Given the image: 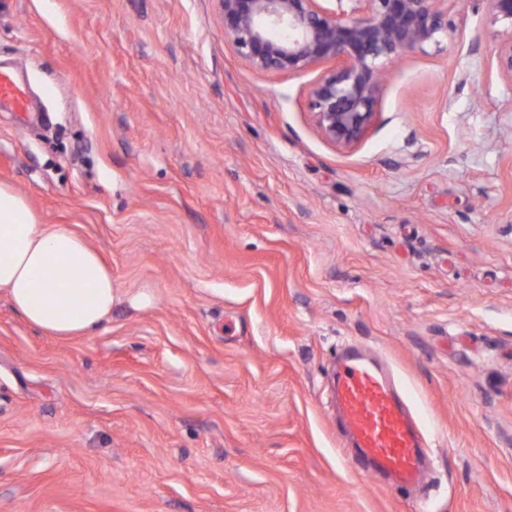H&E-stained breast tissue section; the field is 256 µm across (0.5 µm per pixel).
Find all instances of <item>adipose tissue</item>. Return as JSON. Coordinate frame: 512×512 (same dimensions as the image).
Masks as SVG:
<instances>
[{
  "label": "adipose tissue",
  "instance_id": "adipose-tissue-1",
  "mask_svg": "<svg viewBox=\"0 0 512 512\" xmlns=\"http://www.w3.org/2000/svg\"><path fill=\"white\" fill-rule=\"evenodd\" d=\"M0 297L46 335L89 336L112 312V272L81 235L42 223L20 193L0 183Z\"/></svg>",
  "mask_w": 512,
  "mask_h": 512
}]
</instances>
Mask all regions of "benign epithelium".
<instances>
[{
    "label": "benign epithelium",
    "instance_id": "1",
    "mask_svg": "<svg viewBox=\"0 0 512 512\" xmlns=\"http://www.w3.org/2000/svg\"><path fill=\"white\" fill-rule=\"evenodd\" d=\"M220 0L224 37L252 67L297 72L328 65L310 91L322 135L345 150L375 124L384 62L438 48L448 37V0ZM494 29L498 72L512 79V0H482ZM288 31L281 37L280 31Z\"/></svg>",
    "mask_w": 512,
    "mask_h": 512
}]
</instances>
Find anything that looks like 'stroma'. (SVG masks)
I'll use <instances>...</instances> for the list:
<instances>
[{
	"label": "stroma",
	"mask_w": 512,
	"mask_h": 512,
	"mask_svg": "<svg viewBox=\"0 0 512 512\" xmlns=\"http://www.w3.org/2000/svg\"><path fill=\"white\" fill-rule=\"evenodd\" d=\"M480 0L389 68L354 150L319 69L252 68L219 0H0V183L112 270L95 334L0 299V512H512V80ZM392 374L412 491L348 461L340 352ZM24 113L27 110L21 85L7 73L0 71V109Z\"/></svg>",
	"instance_id": "35a3bbf8"
}]
</instances>
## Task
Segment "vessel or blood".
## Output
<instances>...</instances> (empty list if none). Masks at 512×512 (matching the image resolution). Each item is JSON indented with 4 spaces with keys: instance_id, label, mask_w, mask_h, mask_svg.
<instances>
[{
    "instance_id": "vessel-or-blood-1",
    "label": "vessel or blood",
    "mask_w": 512,
    "mask_h": 512,
    "mask_svg": "<svg viewBox=\"0 0 512 512\" xmlns=\"http://www.w3.org/2000/svg\"><path fill=\"white\" fill-rule=\"evenodd\" d=\"M1 108L27 110L21 85L0 71ZM334 395L355 461L395 487L418 483L424 449L385 370L363 351L347 350L337 363Z\"/></svg>"
}]
</instances>
